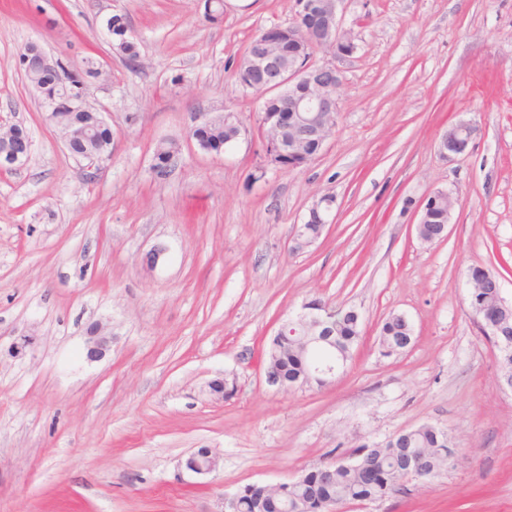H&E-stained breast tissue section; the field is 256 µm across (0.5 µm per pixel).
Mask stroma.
I'll return each instance as SVG.
<instances>
[{
  "label": "stroma",
  "mask_w": 512,
  "mask_h": 512,
  "mask_svg": "<svg viewBox=\"0 0 512 512\" xmlns=\"http://www.w3.org/2000/svg\"><path fill=\"white\" fill-rule=\"evenodd\" d=\"M204 3L0 0V126L32 141L0 170V512H222L244 485L425 423L451 433L455 465L345 512H512V393L467 284L485 267L512 301V0H340L356 49L335 62L338 124L290 169L267 164L263 99L236 65L296 0H224L219 24ZM114 14L135 62L112 45ZM30 42L71 70L99 64L87 101L112 128L106 162L65 148L19 65ZM228 113L242 130L225 151L190 138ZM460 120L472 142L442 157ZM162 141L179 154L159 177ZM437 190L459 203L447 240L428 244L415 213ZM325 197L322 236L293 251ZM313 298L359 314L353 356L331 384L271 386L273 335ZM393 312L413 340L387 356L378 326ZM95 322L110 348L91 361ZM216 379L233 393H212ZM197 448L221 457L204 487L180 476ZM128 24L125 17L114 14L106 21V29L109 32L112 28V34L108 33L114 45L124 54L130 61H134L139 56V47L133 38L127 35Z\"/></svg>",
  "instance_id": "obj_1"
}]
</instances>
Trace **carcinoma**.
I'll use <instances>...</instances> for the list:
<instances>
[{
  "mask_svg": "<svg viewBox=\"0 0 512 512\" xmlns=\"http://www.w3.org/2000/svg\"><path fill=\"white\" fill-rule=\"evenodd\" d=\"M106 29L112 30L114 45L129 60L139 56V47L127 35L125 17L114 14L106 21ZM236 127L218 119L208 126L192 130V138L214 151L224 149L234 141ZM472 314L484 321L498 315V299L490 288L471 289ZM327 329L336 341V354L352 357L353 349L361 336V320L354 310L337 309ZM308 329L296 327V334L286 342L273 338L266 352V363L273 366L289 385L299 383L306 374L304 339ZM412 337V327L402 315L392 313L381 323L380 343L384 353L391 355ZM366 449L373 458L374 466L367 472L336 465L332 479L326 481L314 468L304 474L302 481L290 483L277 498H270L262 489L246 485L241 491L240 512H327L331 503L338 504L382 500L397 491L407 475L402 472L401 458L406 455L423 456L430 461L432 470L421 478L431 482L454 463L457 448L447 430L422 425L408 432L405 440L388 439L382 443L358 446Z\"/></svg>",
  "mask_w": 512,
  "mask_h": 512,
  "instance_id": "obj_1",
  "label": "carcinoma"
}]
</instances>
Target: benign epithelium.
Listing matches in <instances>:
<instances>
[{
	"label": "benign epithelium",
	"mask_w": 512,
	"mask_h": 512,
	"mask_svg": "<svg viewBox=\"0 0 512 512\" xmlns=\"http://www.w3.org/2000/svg\"><path fill=\"white\" fill-rule=\"evenodd\" d=\"M339 0H319L317 8H312L309 0H300L298 10L306 17L300 33L288 32V39L294 42L297 50L293 57L279 50L270 34L263 32L249 43L245 57L239 66L263 86L264 91H274L286 99L283 112H263L259 124L270 129L264 138L265 154L283 159H298L304 165L316 157L303 147L309 143L323 149L335 128L328 126V117H336L339 112L338 90L342 75L335 65L329 62L316 63L314 56L329 43L345 46L354 43L352 31L345 29L337 17ZM25 74L36 91L47 112L48 120L59 131L64 146L73 151L76 144L91 143L95 140V127L75 122L74 112L87 110V75L84 71L69 70L62 64H51L40 45L29 43L19 58ZM31 142L12 144L0 151V169L22 165L29 157ZM331 311L321 303L305 305V313L295 320L283 322L276 335L283 336L296 324L304 323L312 333L309 345L322 349L328 356L315 354L308 365V375L328 382L336 376V371L344 361L336 356V344L327 337L325 323ZM476 323L483 336L496 348L503 349L512 343V330L498 324ZM110 339L102 327L94 323L87 329L86 355L98 359L109 349ZM220 457L212 449H198L181 462L186 483H202L219 468Z\"/></svg>",
	"instance_id": "7a95c632"
}]
</instances>
